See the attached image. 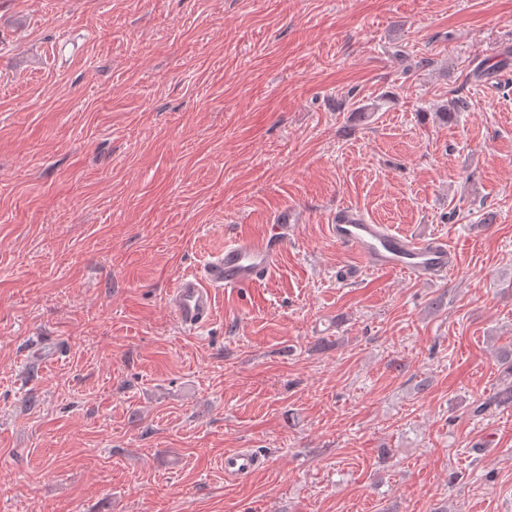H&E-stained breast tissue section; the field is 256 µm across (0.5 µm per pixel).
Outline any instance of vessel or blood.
Listing matches in <instances>:
<instances>
[{"instance_id":"obj_1","label":"vessel or blood","mask_w":512,"mask_h":512,"mask_svg":"<svg viewBox=\"0 0 512 512\" xmlns=\"http://www.w3.org/2000/svg\"><path fill=\"white\" fill-rule=\"evenodd\" d=\"M298 211L284 208L273 217L261 236H240L225 244L200 272L180 277L167 296V304L179 325L196 330L210 321L214 289L238 288L263 280L275 267L286 244L288 225L299 223ZM330 238L350 250L369 268L395 272L419 281H437L454 268V252L446 241L420 240L392 232L381 224L369 223L352 208L337 211L327 226ZM258 466L257 457L247 450L224 455V473L239 478Z\"/></svg>"}]
</instances>
